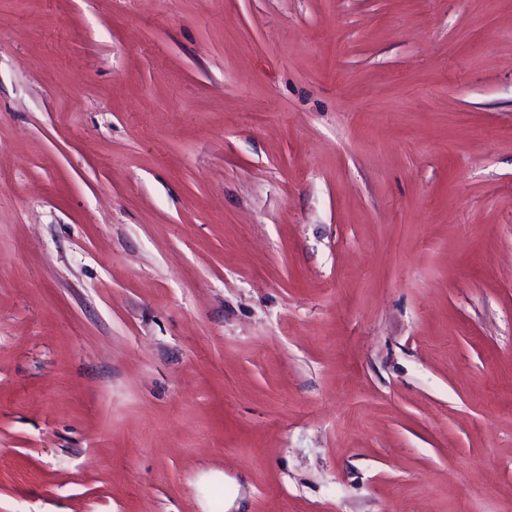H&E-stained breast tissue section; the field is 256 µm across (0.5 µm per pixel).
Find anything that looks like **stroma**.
I'll use <instances>...</instances> for the list:
<instances>
[{
    "mask_svg": "<svg viewBox=\"0 0 512 512\" xmlns=\"http://www.w3.org/2000/svg\"><path fill=\"white\" fill-rule=\"evenodd\" d=\"M0 512H512V0H0Z\"/></svg>",
    "mask_w": 512,
    "mask_h": 512,
    "instance_id": "1",
    "label": "stroma"
}]
</instances>
